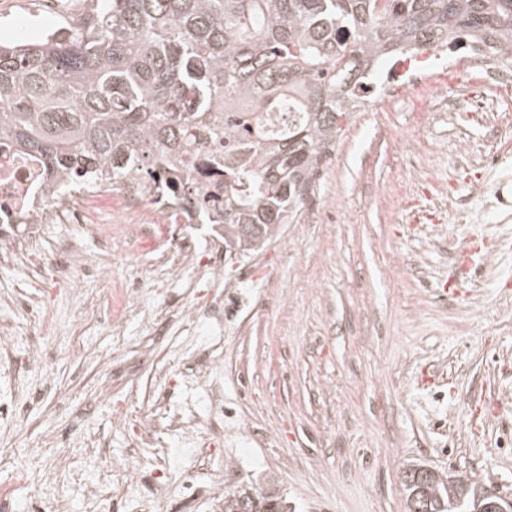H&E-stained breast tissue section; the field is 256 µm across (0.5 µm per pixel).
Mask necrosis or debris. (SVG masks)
<instances>
[{
  "instance_id": "4bbe7bcc",
  "label": "necrosis or debris",
  "mask_w": 512,
  "mask_h": 512,
  "mask_svg": "<svg viewBox=\"0 0 512 512\" xmlns=\"http://www.w3.org/2000/svg\"><path fill=\"white\" fill-rule=\"evenodd\" d=\"M465 58L467 66L479 75L476 88L464 93L468 111H500L502 90L512 88V67L495 62L477 46L466 50ZM52 182V175L39 156L12 142L0 141V224L11 228L10 235H0V267L19 265L35 278L41 276L51 262H59L65 268L53 288L33 295L30 300L22 302L10 294L0 296L1 309L24 308L30 325L41 338L40 345L32 346L23 359L26 368L35 373L41 369L44 350L55 345V330L50 321V303L55 294H66L76 303L83 294L85 282L91 279L101 282L99 323L115 331L139 316L143 294L137 273L113 279L112 265L116 256L100 249L101 244L111 238L112 228L100 216L99 190L81 186L59 197L52 189ZM117 196L126 207L141 212L151 223L178 225L179 231L172 235L170 242L181 262L196 277L220 280L223 231L209 226L206 251H198L190 245L192 230L202 221L199 210L170 201L164 194L145 190L140 184H122ZM62 224L81 225L84 234L82 238L66 240L58 259H51L44 250L31 248V241L45 239L50 227ZM207 309V304L191 300L178 313L184 326L200 338L198 344L184 350V358L203 360V375L192 385L191 396L173 402L166 409L168 429L178 436V447L164 450L151 496L141 494L138 469L123 470L118 481V491L140 499L141 512H167L173 498L193 500L200 496L206 498L210 512H222L224 471L211 466L213 453L208 438L233 426L237 416L235 411L224 407V320L220 317L206 319ZM21 486L29 489L28 512H68L67 501L42 477L26 470L16 471L11 480L0 482V500L13 498Z\"/></svg>"
}]
</instances>
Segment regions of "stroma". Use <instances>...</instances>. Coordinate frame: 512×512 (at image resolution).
Segmentation results:
<instances>
[{
	"instance_id": "35a3bbf8",
	"label": "stroma",
	"mask_w": 512,
	"mask_h": 512,
	"mask_svg": "<svg viewBox=\"0 0 512 512\" xmlns=\"http://www.w3.org/2000/svg\"><path fill=\"white\" fill-rule=\"evenodd\" d=\"M91 0H0V38L57 30L90 11ZM468 69L439 57L419 91L396 92L354 113L334 158L314 184L312 202L325 205L320 221L304 212L283 225L266 249L249 258L225 255L222 283L195 280L174 264V287L143 293L161 343L141 319L123 334L96 329L95 281L83 294L82 317L93 332L69 327L68 301L52 314L64 330L41 376L19 364L0 365V390L32 405L16 430L0 428V458L24 460L42 433L79 427L85 455L112 450L113 472L141 469L143 488L155 480L157 451L129 454L131 426L108 412L82 415L103 383L132 408L133 418L157 398L155 365L143 360L157 344L166 364L182 375L177 351L192 343L177 318L182 303L209 301L234 289L240 326L224 333V402L235 408L248 441L224 451V485L276 487L288 512H406L403 472L414 465L463 473L512 497V217L489 210L483 187L512 178V112L500 129L480 112L452 123L433 113L452 107L439 88L473 83ZM438 198L466 199L475 219L458 227L452 209L437 231L408 223L414 203L403 192L409 165ZM494 239L501 246L462 265L457 249ZM88 346L85 358L68 353ZM138 362L135 375L105 378L104 360ZM40 474L87 512L79 488L51 454L36 457Z\"/></svg>"
}]
</instances>
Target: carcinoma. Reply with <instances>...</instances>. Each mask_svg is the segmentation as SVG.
Here are the masks:
<instances>
[{
    "mask_svg": "<svg viewBox=\"0 0 512 512\" xmlns=\"http://www.w3.org/2000/svg\"><path fill=\"white\" fill-rule=\"evenodd\" d=\"M78 24L0 40V140L39 155L63 195L102 172L177 198L209 148L224 201L193 204L224 244L261 251L296 222L312 174L394 56L482 39L512 64V0H96ZM420 488L430 512L454 489ZM224 512H288L269 488L224 492Z\"/></svg>",
    "mask_w": 512,
    "mask_h": 512,
    "instance_id": "obj_1",
    "label": "carcinoma"
}]
</instances>
